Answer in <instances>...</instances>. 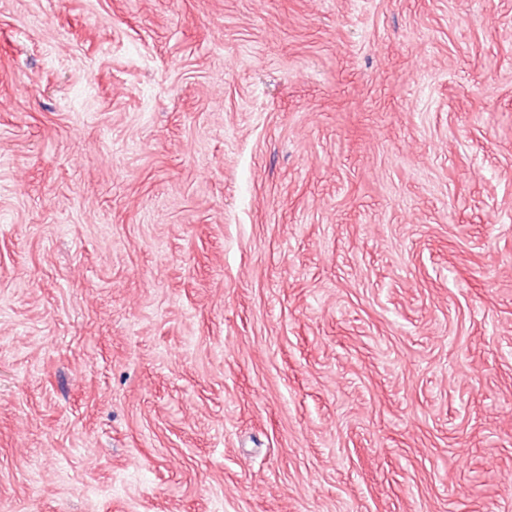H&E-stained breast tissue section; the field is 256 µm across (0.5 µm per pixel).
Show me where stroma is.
Instances as JSON below:
<instances>
[{
  "label": "stroma",
  "mask_w": 512,
  "mask_h": 512,
  "mask_svg": "<svg viewBox=\"0 0 512 512\" xmlns=\"http://www.w3.org/2000/svg\"><path fill=\"white\" fill-rule=\"evenodd\" d=\"M0 512H512V0H0Z\"/></svg>",
  "instance_id": "35a3bbf8"
}]
</instances>
